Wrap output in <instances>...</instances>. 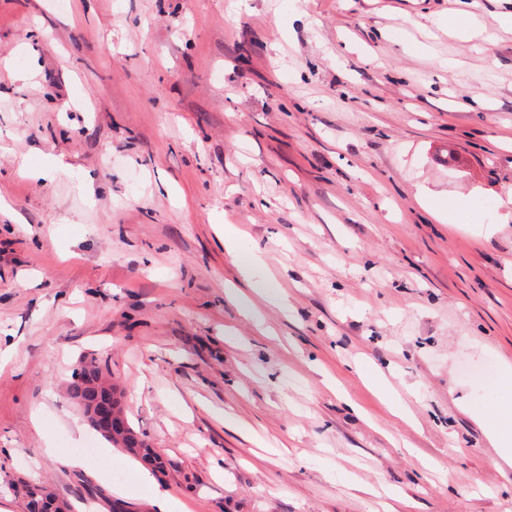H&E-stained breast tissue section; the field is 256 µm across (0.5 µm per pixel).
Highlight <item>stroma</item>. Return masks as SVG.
Returning a JSON list of instances; mask_svg holds the SVG:
<instances>
[{"instance_id": "obj_1", "label": "stroma", "mask_w": 512, "mask_h": 512, "mask_svg": "<svg viewBox=\"0 0 512 512\" xmlns=\"http://www.w3.org/2000/svg\"><path fill=\"white\" fill-rule=\"evenodd\" d=\"M475 3L0 0V501L512 512V0ZM91 359L166 474L105 455ZM87 369H89L93 373L100 387H102L103 389L110 387V385H107L105 379L102 377V375L107 376V374L103 373L99 366L96 365L95 361L87 362L81 367L80 373L79 370H76L73 373L71 381L67 386V393L70 399H72L76 403H78L79 400L83 399L86 396L88 390L86 382L84 380V372ZM487 438L489 442L498 448L500 456L512 459V424L511 420L500 428L490 430Z\"/></svg>"}]
</instances>
